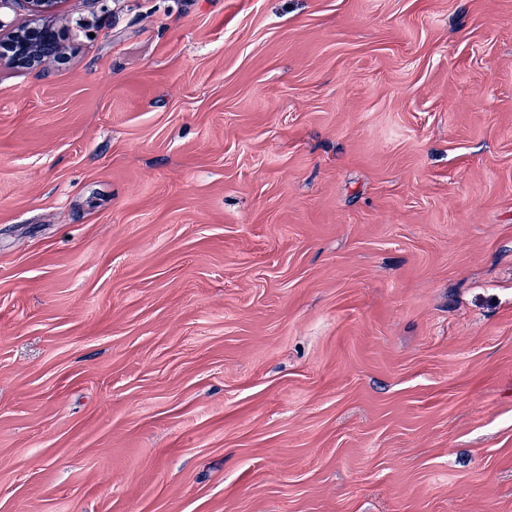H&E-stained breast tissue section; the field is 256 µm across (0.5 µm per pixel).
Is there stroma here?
Here are the masks:
<instances>
[{"label": "stroma", "mask_w": 512, "mask_h": 512, "mask_svg": "<svg viewBox=\"0 0 512 512\" xmlns=\"http://www.w3.org/2000/svg\"><path fill=\"white\" fill-rule=\"evenodd\" d=\"M0 66V512H512V0H64ZM64 0H23L32 22L24 27H5L0 19V63L21 68H40L61 58L63 44L54 20Z\"/></svg>", "instance_id": "obj_1"}]
</instances>
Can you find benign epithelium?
<instances>
[{
	"label": "benign epithelium",
	"mask_w": 512,
	"mask_h": 512,
	"mask_svg": "<svg viewBox=\"0 0 512 512\" xmlns=\"http://www.w3.org/2000/svg\"><path fill=\"white\" fill-rule=\"evenodd\" d=\"M32 22L3 31L0 21V63L21 68H40L61 58L63 44L54 20L60 15L63 0H23Z\"/></svg>",
	"instance_id": "1"
}]
</instances>
